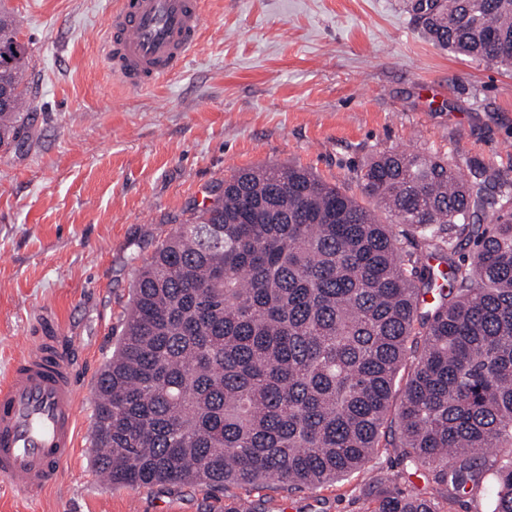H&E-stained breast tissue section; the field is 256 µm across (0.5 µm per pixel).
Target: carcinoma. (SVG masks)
<instances>
[{
  "instance_id": "carcinoma-1",
  "label": "carcinoma",
  "mask_w": 512,
  "mask_h": 512,
  "mask_svg": "<svg viewBox=\"0 0 512 512\" xmlns=\"http://www.w3.org/2000/svg\"><path fill=\"white\" fill-rule=\"evenodd\" d=\"M421 19L437 46L512 67V0H441ZM18 35L1 7L0 147L29 138ZM474 177L389 150L357 175L364 202L296 166L224 179L138 269L94 402L100 473L290 493L357 474L370 512L466 494L512 512V179ZM381 448L445 492L393 486L369 467Z\"/></svg>"
}]
</instances>
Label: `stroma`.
<instances>
[{
  "instance_id": "1",
  "label": "stroma",
  "mask_w": 512,
  "mask_h": 512,
  "mask_svg": "<svg viewBox=\"0 0 512 512\" xmlns=\"http://www.w3.org/2000/svg\"><path fill=\"white\" fill-rule=\"evenodd\" d=\"M27 44L31 138L0 148V375L43 315L81 381L79 445L56 486L0 484V512H366L359 477L277 484L114 487L95 468L89 400L133 281L158 242L243 168L302 166L356 188L399 150L512 175V68L428 40L416 0H204L190 65L152 89L110 79L96 53L107 0H0Z\"/></svg>"
}]
</instances>
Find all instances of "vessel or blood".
<instances>
[{
    "mask_svg": "<svg viewBox=\"0 0 512 512\" xmlns=\"http://www.w3.org/2000/svg\"><path fill=\"white\" fill-rule=\"evenodd\" d=\"M203 22L202 0H115L100 53L113 78L146 88L183 68ZM77 407L62 329L43 316L28 352L0 378V483L21 494L54 486L77 446Z\"/></svg>",
    "mask_w": 512,
    "mask_h": 512,
    "instance_id": "b4317fda",
    "label": "vessel or blood"
}]
</instances>
